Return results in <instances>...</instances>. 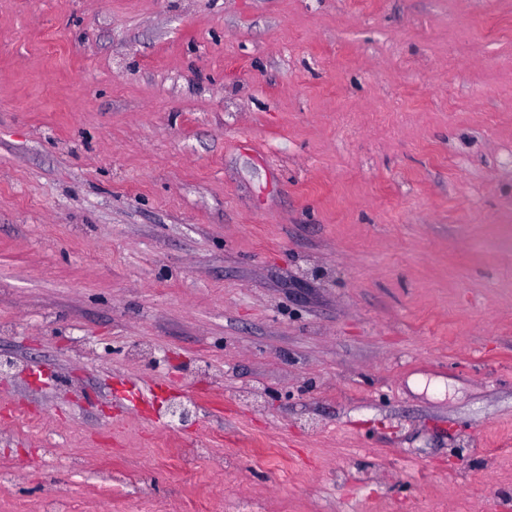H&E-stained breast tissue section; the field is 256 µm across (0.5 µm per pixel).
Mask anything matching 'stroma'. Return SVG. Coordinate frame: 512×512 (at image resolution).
Wrapping results in <instances>:
<instances>
[{
  "instance_id": "obj_1",
  "label": "stroma",
  "mask_w": 512,
  "mask_h": 512,
  "mask_svg": "<svg viewBox=\"0 0 512 512\" xmlns=\"http://www.w3.org/2000/svg\"><path fill=\"white\" fill-rule=\"evenodd\" d=\"M1 359L0 512H512V0H0Z\"/></svg>"
}]
</instances>
